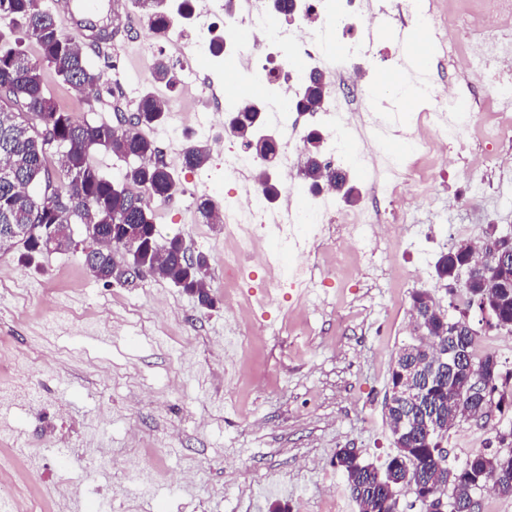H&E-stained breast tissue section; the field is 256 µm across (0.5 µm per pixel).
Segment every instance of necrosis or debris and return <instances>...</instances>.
Returning a JSON list of instances; mask_svg holds the SVG:
<instances>
[{
  "label": "necrosis or debris",
  "mask_w": 512,
  "mask_h": 512,
  "mask_svg": "<svg viewBox=\"0 0 512 512\" xmlns=\"http://www.w3.org/2000/svg\"><path fill=\"white\" fill-rule=\"evenodd\" d=\"M465 28L462 38H450V26L440 24L433 5L426 0H316L311 23L280 15L273 0H231L222 10V25L212 22L192 24L189 31L177 34L174 59L183 77L194 74L193 61L210 52L215 38H223L225 54L238 61L262 83L273 86L270 96L257 98L256 105L265 118L278 127L282 149H289L299 129L291 102L297 85L306 76L292 61L301 56L311 67L322 70L326 83V103L319 117L331 139L326 163L343 168L342 118L354 97L350 92L354 73L365 70L376 57V36L381 22L390 15H408L415 19L426 37L447 57L466 52L467 79L479 87L483 100L498 109L493 130L497 139L512 137V0H464ZM356 31L348 47L345 67L325 68L329 46L342 28ZM430 102L422 128L408 132L416 147L428 146L430 138L441 145L463 147L469 134L466 122L448 113L455 96L453 89L427 86ZM361 158L368 177L371 200L384 203V215L371 224L372 235L389 240L399 232V209L404 200H419L433 195L435 182L416 176L411 167L383 164L375 147L362 149ZM257 161L243 149L224 153V179L240 185L241 193L224 207V283L237 286L247 265L262 259L261 237H290L291 227L309 221H324L335 213L336 201L328 194L313 197L308 208L293 206L295 187L284 188L275 202H267L253 172Z\"/></svg>",
  "instance_id": "obj_1"
}]
</instances>
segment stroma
I'll return each mask as SVG.
<instances>
[{"instance_id":"stroma-1","label":"stroma","mask_w":512,"mask_h":512,"mask_svg":"<svg viewBox=\"0 0 512 512\" xmlns=\"http://www.w3.org/2000/svg\"><path fill=\"white\" fill-rule=\"evenodd\" d=\"M412 18L379 35L377 75L354 86L356 97L379 89L398 124L416 127L426 111L419 98L382 90L396 59L405 58ZM163 41L119 32L111 47L86 51L103 73L94 97L43 70L46 91L76 122L117 124L148 91L168 97V120L146 129L180 191L147 205L161 237L180 236L191 254L209 259L213 307L168 280L148 275L129 284L95 278L80 254L52 253L25 266L0 249V478L30 479L46 512H358L334 464L339 448L357 449L382 465L394 452L385 419L388 372L399 348L413 340L407 326L414 291H428L449 316L466 315L476 350L495 354L512 371V333L468 306L458 281L434 275L438 257L460 242H479L488 225L512 230V171L450 165L433 154L408 155L415 174L434 176L438 193L404 216L401 242L376 247L362 269L355 253L325 262L308 256L319 284L302 295L284 283L270 289L282 265L299 258L279 241L263 248L274 264L253 263L244 285L257 314L231 316L224 299V227L205 224L200 196L223 206L239 193L224 180V157L200 168L184 164L197 135L194 87L153 85L150 65L168 55ZM195 68L215 86L235 79L246 95L265 92L233 62L199 57ZM427 79L454 83L471 110L470 155L512 154V140L492 139L495 108L483 102L436 56ZM485 190L465 204L469 186ZM290 332H282V321ZM493 423L463 420L449 429V460L494 447Z\"/></svg>"}]
</instances>
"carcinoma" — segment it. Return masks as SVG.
Listing matches in <instances>:
<instances>
[{
	"instance_id": "carcinoma-1",
	"label": "carcinoma",
	"mask_w": 512,
	"mask_h": 512,
	"mask_svg": "<svg viewBox=\"0 0 512 512\" xmlns=\"http://www.w3.org/2000/svg\"><path fill=\"white\" fill-rule=\"evenodd\" d=\"M134 2L153 30L164 32L171 27V0ZM2 16L9 17V32H22L39 46L40 52L32 56L18 46L0 47V59H6L0 64V240L15 224L77 221L93 226L104 237L119 236L121 224H143L144 239L134 246L132 258L197 296L201 305L213 307L207 256L197 255L195 265L186 261L178 248L183 240L178 236L161 239L147 207V199L167 200L179 190L174 172L158 159L155 142L143 134V129L167 118L164 102L151 92L145 94L129 118L117 126L73 121L46 93L44 67L54 68L64 84L81 94L100 84L102 71L88 64L81 48L75 47L76 36L63 33L40 0H0ZM150 74L156 84L172 86L176 82L173 67L162 58L152 62ZM301 94L315 100L311 111L321 109L326 88L318 71L308 74L301 84ZM257 114V109L243 103L234 112L233 121L237 139L255 143L252 153L260 162L255 180L271 197L279 192L278 185L271 181L277 166L276 144L260 139ZM100 147L129 160L122 184L113 183L91 162V151ZM305 151L303 174L309 184L327 175L336 179V172L323 164L319 135L305 142ZM209 158L207 146L193 143L186 149L184 160L188 167L200 168ZM463 262L455 246L440 257L435 270L455 275ZM87 268L106 283L122 282L110 247L97 249ZM481 277L482 273L476 272L465 285L468 305L488 310L498 326L512 328V280L490 289L483 287ZM411 310L425 323V332L437 337L436 344H426L417 337L402 346L401 350L409 348L411 353L396 357L389 382H394L396 369H412V386L423 392L426 403L437 410L438 419L455 423L451 401L461 379L455 373H440L431 367L436 347L448 348V341L455 335L456 318L440 321L425 290L412 294ZM511 383L512 372L497 373L488 388L489 398L503 404ZM385 414L397 448L383 467L364 463L342 448L335 454L334 464L360 512H398L396 501L382 496V485L389 484L398 493L406 478L418 475L425 482L435 481L447 468L454 473L451 481L443 488L434 485L432 489L450 501L458 495L478 496L497 483L512 488V420L495 429L498 447L469 454L450 466L439 451L441 436L424 432L413 404L398 400Z\"/></svg>"
}]
</instances>
